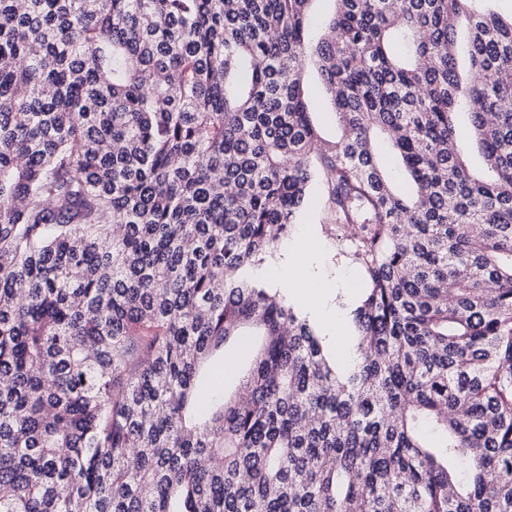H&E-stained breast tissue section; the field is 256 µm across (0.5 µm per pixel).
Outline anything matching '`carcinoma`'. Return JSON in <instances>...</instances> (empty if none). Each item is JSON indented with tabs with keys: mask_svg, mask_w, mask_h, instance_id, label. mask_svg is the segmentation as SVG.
Masks as SVG:
<instances>
[{
	"mask_svg": "<svg viewBox=\"0 0 512 512\" xmlns=\"http://www.w3.org/2000/svg\"><path fill=\"white\" fill-rule=\"evenodd\" d=\"M312 2L0 0V512H512V17ZM316 163L351 365L255 275ZM305 86L311 106L314 112L313 118L326 138L336 136V115L327 100L321 81L316 70L309 66L305 73ZM249 364V355L235 344H228L224 349V363L216 360L212 378L217 383H223L228 393L238 392Z\"/></svg>",
	"mask_w": 512,
	"mask_h": 512,
	"instance_id": "1",
	"label": "carcinoma"
}]
</instances>
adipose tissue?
I'll return each instance as SVG.
<instances>
[{"mask_svg":"<svg viewBox=\"0 0 512 512\" xmlns=\"http://www.w3.org/2000/svg\"><path fill=\"white\" fill-rule=\"evenodd\" d=\"M269 276L277 285L287 287L294 300L310 303L312 312L330 333H340L345 318L334 302V289L325 287L322 277L315 272L313 257L299 253L296 248H286L283 260L270 270Z\"/></svg>","mask_w":512,"mask_h":512,"instance_id":"adipose-tissue-1","label":"adipose tissue"}]
</instances>
